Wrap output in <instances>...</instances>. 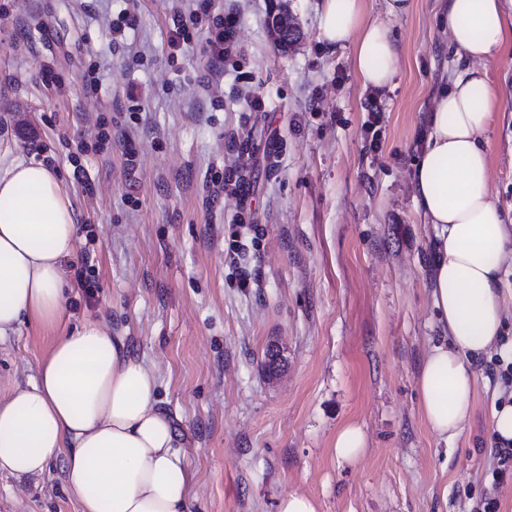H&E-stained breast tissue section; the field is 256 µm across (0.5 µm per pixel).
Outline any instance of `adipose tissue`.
<instances>
[{
  "label": "adipose tissue",
  "mask_w": 512,
  "mask_h": 512,
  "mask_svg": "<svg viewBox=\"0 0 512 512\" xmlns=\"http://www.w3.org/2000/svg\"><path fill=\"white\" fill-rule=\"evenodd\" d=\"M325 39L351 46L363 84L393 82L399 47L364 0H324ZM444 19L467 63L436 96L412 173L415 202L434 230L431 296L441 331L418 377L422 413L454 442L477 391L472 361L501 336L504 264L512 225L489 191L487 132L501 92L481 61L512 49V0H446ZM76 246L72 201L43 162L0 152V339L31 322L54 332L23 388L0 399V473L39 476L62 467L80 512H190L191 475L155 407L153 369L102 322L67 333L62 263Z\"/></svg>",
  "instance_id": "1"
}]
</instances>
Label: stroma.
<instances>
[{
  "instance_id": "stroma-1",
  "label": "stroma",
  "mask_w": 512,
  "mask_h": 512,
  "mask_svg": "<svg viewBox=\"0 0 512 512\" xmlns=\"http://www.w3.org/2000/svg\"><path fill=\"white\" fill-rule=\"evenodd\" d=\"M173 5L0 0V146L55 170L75 206L61 332L103 322L153 368L192 475L190 512H277L291 493L317 512H472L492 484L500 387L477 368L450 449L425 425L417 387L440 333L433 230L411 173L458 70L441 0H412L388 20L401 57L374 136L369 90L350 47L324 39L321 0H289L298 33L285 49L268 33L269 0H190L238 18L220 76L206 28L171 44ZM487 71L503 88L489 188L512 217V53ZM252 92L261 111L247 105ZM230 168L246 176L241 192L224 185ZM235 240L247 246L237 256ZM244 268L257 286L241 287ZM52 339L25 323L0 341L1 397L30 381ZM272 343L283 352L274 373ZM349 424L366 439L352 462L333 450ZM0 512L80 507L55 465L0 474Z\"/></svg>"
}]
</instances>
